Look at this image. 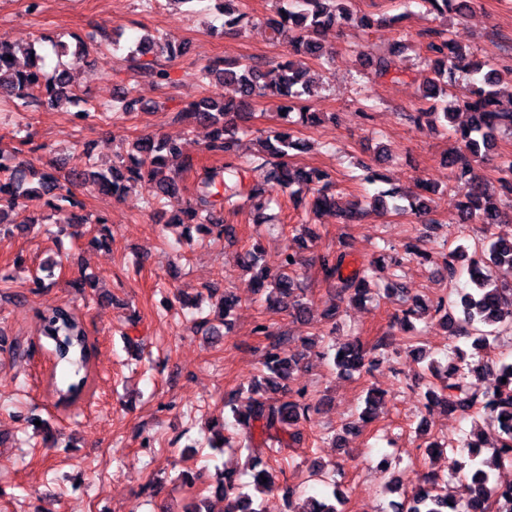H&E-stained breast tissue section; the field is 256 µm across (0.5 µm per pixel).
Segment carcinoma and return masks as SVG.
Wrapping results in <instances>:
<instances>
[{
    "mask_svg": "<svg viewBox=\"0 0 512 512\" xmlns=\"http://www.w3.org/2000/svg\"><path fill=\"white\" fill-rule=\"evenodd\" d=\"M353 0H275L272 13L263 20L266 29L275 41L287 40L289 55L280 57L265 67L248 61H225L216 59L206 66V72L216 82L234 86L236 96L216 99L203 97L188 105L182 112L189 125L209 128V139L204 150L212 157L222 160L218 166L204 169L191 197L182 199L177 181L176 166L186 172L193 168L192 158L184 155L181 144L166 138L137 140L133 150L118 156L112 166L97 171H82L75 179L87 182L98 190L114 197L127 194L139 183H147L156 189L152 203L170 206L173 209L172 224H194L205 233H224L222 215L224 209L234 212L244 210L255 215L254 222H264V211L278 203L279 195L299 199L302 190L311 191L310 209L315 213L337 207L333 183L319 169L305 170L289 163L292 152L305 147L298 126H312L321 122L320 114L307 107L314 96L316 81L308 70L305 60L324 56L320 35L332 28L365 29L372 21L360 15L352 6ZM415 2L434 18L445 19L450 15L465 16L472 11L476 0H401L404 6ZM224 31L237 32L247 13L226 0ZM422 49L427 69L420 72V96L427 107L415 112L403 113L404 119L418 124L427 120L450 129L460 143L455 158L450 164L457 168L458 179L463 181L464 201L461 208L471 221L480 224L497 223L500 213L489 194V186L475 171L473 163L487 156L499 131H512V96L502 100L500 85L512 84V68L500 70L495 66L475 61L471 53L448 35V28L437 25L424 30ZM407 49L399 42L387 55L367 52L359 55L360 63L367 66L375 76L400 80L404 70L396 59ZM184 53L181 47L166 43L161 37L147 34L128 46L127 56L137 58L152 55L156 58H175ZM16 50L0 48V99L18 101L20 106L39 108L44 104L64 107L74 102L76 95L70 89L69 64L60 61L53 76L46 79L45 88L34 87L31 76L17 71L9 57ZM464 70L471 76L466 87L467 94L456 92L455 71ZM278 101L277 109L284 112V124L270 129L258 140L260 150L256 157L244 159L238 154L242 138L253 134L249 125L253 113L245 111L254 98ZM469 114V120L448 126L459 112ZM497 170L503 195L512 201V154L497 155ZM417 194L409 206L401 201L407 195L398 187L382 189L370 198V202L355 201L340 212L346 224H358L370 211L381 214L390 211L402 213L411 209L419 218L426 217L431 210L430 185L420 181ZM49 195L56 200L53 205L56 223L82 224L84 218L75 212L81 207L70 191L63 190L55 174L44 169L40 172L19 162L12 167L0 166V231L4 230V215L20 204L33 198ZM472 253L453 251L442 266L443 278L448 286L456 287L460 270L457 262L467 260L468 287L459 292L460 317H448V302L439 300L431 305L433 316L446 328L451 336L473 338V346L485 349L497 340V327L512 325V238L486 236L471 246ZM346 254L327 253L319 258L325 280L333 283L339 299L361 302L371 294V267L361 266L346 272ZM262 247L256 242L235 256L237 265L257 274L259 290L266 292V301L271 306H289L295 318L307 321L311 308L304 302L303 290L298 288L294 273L301 264L295 252L283 251L275 266L261 265ZM238 304L230 292L223 293L217 301L220 321L207 328L212 343L223 337L222 327ZM420 301L410 299L402 316L396 318L400 327L413 330L411 318L418 315ZM41 334L50 341L52 353L59 363L70 367L73 377L66 386L52 384L57 403L68 405L79 399L89 387L90 364L95 357L94 346L89 342L84 323L70 306L58 305L40 313ZM256 331L270 337L264 361L265 372L254 381L248 395L238 392L224 398V407L230 409L235 423L245 430V439L261 444L277 443L283 447L300 437V423L309 419L310 404L305 394L294 392L287 385L292 372L299 366L302 354L285 355L288 338L271 336L264 324ZM449 364L440 373L434 365L429 370L438 383L430 385L425 393L429 403L444 405L453 411L467 412L480 407L497 423L499 437L489 458L481 459L478 440L463 439L459 446L469 450L473 468L469 473L470 497L465 501L448 499V492L439 476L432 472L426 476L425 484L416 487L411 495L401 502L392 503L393 512H485L486 503L496 494L499 483L493 480L491 470L506 463L512 465V361L497 364L498 375L506 382L498 383L491 392L479 394L465 382L461 363L465 353L458 347L447 354ZM333 364L342 374L359 372L372 365L367 353L353 340L336 350ZM382 395L367 392L365 408L359 421L376 414L382 404ZM255 490L260 493L279 488L277 474L284 472L280 466L270 463L260 448L250 449L248 459ZM267 482H262V478ZM208 491L225 502L224 512H261L257 499L242 491L240 477L233 471L219 473L216 484ZM292 512H339L336 504L328 498L308 497Z\"/></svg>",
    "mask_w": 512,
    "mask_h": 512,
    "instance_id": "obj_1",
    "label": "carcinoma"
}]
</instances>
